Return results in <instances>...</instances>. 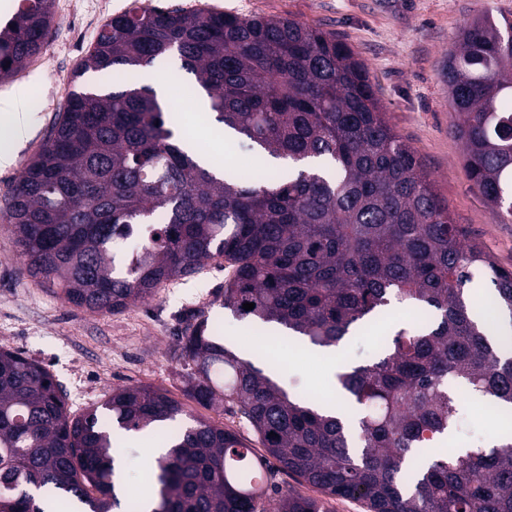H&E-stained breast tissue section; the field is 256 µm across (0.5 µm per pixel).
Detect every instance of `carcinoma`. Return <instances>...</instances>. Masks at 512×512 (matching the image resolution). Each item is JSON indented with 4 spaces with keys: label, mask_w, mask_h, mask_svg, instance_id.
Returning a JSON list of instances; mask_svg holds the SVG:
<instances>
[{
    "label": "carcinoma",
    "mask_w": 512,
    "mask_h": 512,
    "mask_svg": "<svg viewBox=\"0 0 512 512\" xmlns=\"http://www.w3.org/2000/svg\"><path fill=\"white\" fill-rule=\"evenodd\" d=\"M52 24V0H20L0 29L1 79L41 51ZM169 58L224 135L276 176L201 164L149 85L95 92L80 82ZM74 77L4 216L30 277L111 313L222 258L232 269L224 308L262 332L276 324L329 349L394 306L416 322L369 363L339 371L344 400L329 406L287 394L212 336L208 319L191 318L179 337L186 390L236 407L264 450L254 463L230 430L176 425L182 403L152 387L114 388L74 416L46 367L0 348V512H43L35 490L55 508H143L119 497L115 428L165 435L152 512H324L316 498L253 483L271 458L366 512H512V437L444 447L461 392L512 409V336H496L471 292L490 282L512 326V271L467 242L346 44L291 18L141 4L102 26ZM444 77L468 176L511 223L512 21L465 24ZM136 230L141 246L129 251Z\"/></svg>",
    "instance_id": "cac0c4a2"
}]
</instances>
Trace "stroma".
<instances>
[{
    "instance_id": "1",
    "label": "stroma",
    "mask_w": 512,
    "mask_h": 512,
    "mask_svg": "<svg viewBox=\"0 0 512 512\" xmlns=\"http://www.w3.org/2000/svg\"><path fill=\"white\" fill-rule=\"evenodd\" d=\"M186 11L214 9L242 15L292 18L335 32L362 60L368 78L397 134L420 160L435 191L448 204L455 223L496 263L512 270V223L494 217L464 168L455 115L448 107L443 71L460 28L478 14L512 19V0H158ZM133 0H53V33L44 49L0 87V108L14 104L13 91L27 92L22 104L27 132L11 166L0 168V214L25 162L39 149L66 104L73 74L106 18L131 8ZM168 102L180 125L200 134L201 150L212 152L216 168L250 170L255 156L236 140H224L207 113L194 109L180 87ZM228 270L213 260L194 277L158 290L137 306L116 313H91L49 293L24 269L18 248L0 227V348L45 365L62 385L73 413L100 403L115 387L144 385L182 400L191 418L215 421L248 444L250 425L227 406L207 407L187 397L184 369L174 351L183 323L201 314L220 323L227 347L274 371L289 390L316 394L329 404L341 399L335 373L339 365H361L376 355L389 329L410 322L397 308L367 328L351 333L333 351L291 342H249L253 330L223 307L221 291ZM492 408L475 395L462 403L453 447H475L494 434ZM122 476L137 491L148 466L149 443L130 434L120 443Z\"/></svg>"
}]
</instances>
